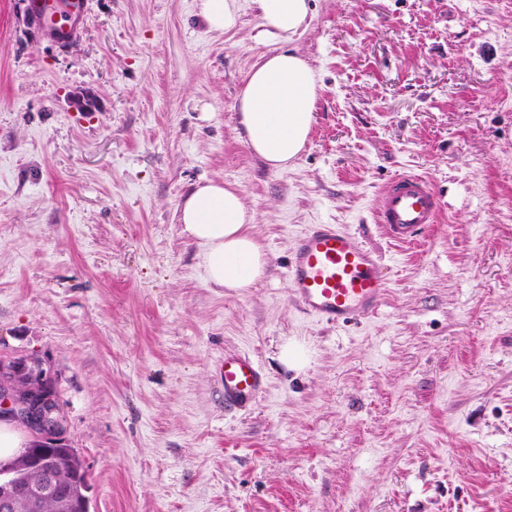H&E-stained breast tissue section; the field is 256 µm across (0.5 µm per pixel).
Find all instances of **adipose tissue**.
Here are the masks:
<instances>
[{
	"label": "adipose tissue",
	"mask_w": 512,
	"mask_h": 512,
	"mask_svg": "<svg viewBox=\"0 0 512 512\" xmlns=\"http://www.w3.org/2000/svg\"><path fill=\"white\" fill-rule=\"evenodd\" d=\"M261 20L260 37L290 40L312 19L311 0H249ZM240 0H198V15L208 30L236 28ZM319 78L301 54H264L249 72L237 100L238 122L251 152L274 171L287 170L299 157L314 124ZM183 231L200 249L206 281L238 290L264 279L267 254L252 233L253 215L235 187L209 181L191 191L180 208Z\"/></svg>",
	"instance_id": "ef3b65f1"
}]
</instances>
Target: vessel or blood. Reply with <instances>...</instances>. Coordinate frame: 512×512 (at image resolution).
Returning <instances> with one entry per match:
<instances>
[{"instance_id": "b4317fda", "label": "vessel or blood", "mask_w": 512, "mask_h": 512, "mask_svg": "<svg viewBox=\"0 0 512 512\" xmlns=\"http://www.w3.org/2000/svg\"><path fill=\"white\" fill-rule=\"evenodd\" d=\"M87 0H30L33 15L53 21L58 12L83 14ZM439 198L420 176H400L384 187L375 214L389 238L398 245L417 240L436 223ZM288 287L301 309L318 321L344 325L373 315L388 293L377 254L356 236L334 224L309 225L299 237L286 274ZM224 405L251 407L264 390V377L248 355L224 356Z\"/></svg>"}]
</instances>
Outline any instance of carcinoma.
Returning <instances> with one entry per match:
<instances>
[{
  "label": "carcinoma",
  "instance_id": "1",
  "mask_svg": "<svg viewBox=\"0 0 512 512\" xmlns=\"http://www.w3.org/2000/svg\"><path fill=\"white\" fill-rule=\"evenodd\" d=\"M26 456L33 457L40 463L44 470L42 480L52 486L51 494L41 502L38 512H58V502L62 498L70 501L73 512H82L80 506L88 490V474L75 449L39 441L30 445ZM33 479L35 476L26 471L21 457L0 461V484Z\"/></svg>",
  "mask_w": 512,
  "mask_h": 512
}]
</instances>
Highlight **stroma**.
<instances>
[{
    "mask_svg": "<svg viewBox=\"0 0 512 512\" xmlns=\"http://www.w3.org/2000/svg\"><path fill=\"white\" fill-rule=\"evenodd\" d=\"M196 3L90 0L61 41L0 0V358L53 381L90 512H512V0H312L287 47L321 89L285 171L236 113L258 16L209 32ZM400 175L441 205L408 247L375 221ZM213 179L254 216L253 287L209 285L182 231ZM310 224L379 253L373 316L295 302ZM228 352L266 376L245 412Z\"/></svg>",
    "mask_w": 512,
    "mask_h": 512,
    "instance_id": "1",
    "label": "stroma"
}]
</instances>
